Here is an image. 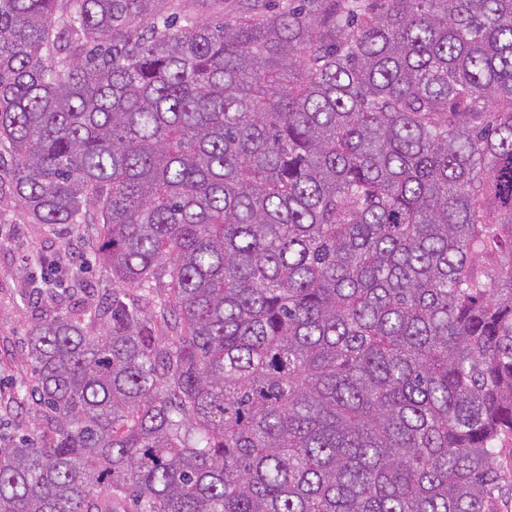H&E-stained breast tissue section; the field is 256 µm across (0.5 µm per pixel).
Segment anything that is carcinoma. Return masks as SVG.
<instances>
[{"instance_id": "carcinoma-1", "label": "carcinoma", "mask_w": 512, "mask_h": 512, "mask_svg": "<svg viewBox=\"0 0 512 512\" xmlns=\"http://www.w3.org/2000/svg\"><path fill=\"white\" fill-rule=\"evenodd\" d=\"M0 0V147L116 287L27 336L0 512H497L512 0Z\"/></svg>"}]
</instances>
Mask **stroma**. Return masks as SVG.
Segmentation results:
<instances>
[{"mask_svg": "<svg viewBox=\"0 0 512 512\" xmlns=\"http://www.w3.org/2000/svg\"><path fill=\"white\" fill-rule=\"evenodd\" d=\"M93 226L30 223L22 204L0 193V396L10 397L32 384L25 353L30 327L52 307L47 288L70 287L68 270L54 271L35 262L36 254L60 255L64 249L82 253L79 277L87 294L111 287L109 272L94 252Z\"/></svg>", "mask_w": 512, "mask_h": 512, "instance_id": "35a3bbf8", "label": "stroma"}]
</instances>
